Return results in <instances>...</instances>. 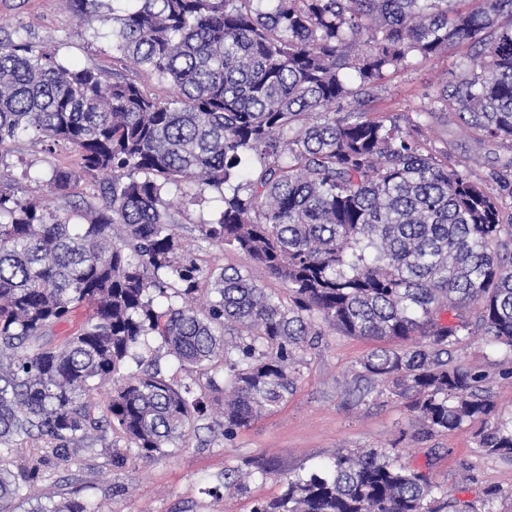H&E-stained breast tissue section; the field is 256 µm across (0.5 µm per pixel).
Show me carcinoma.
Segmentation results:
<instances>
[{
    "instance_id": "carcinoma-1",
    "label": "carcinoma",
    "mask_w": 512,
    "mask_h": 512,
    "mask_svg": "<svg viewBox=\"0 0 512 512\" xmlns=\"http://www.w3.org/2000/svg\"><path fill=\"white\" fill-rule=\"evenodd\" d=\"M135 2L102 21L120 59L176 89L165 100L0 38V162L33 132L76 152L78 170H53L56 195L78 173L107 175L96 201L63 213L0 182V512L97 445L124 465L110 429L156 460L213 399L208 429L232 438L293 393L317 319L346 336L417 338L370 351L365 377L409 397L426 432L479 422V447L511 458L486 377L452 352L475 335L512 351V159L490 192L423 130L451 115L479 141L512 143V0ZM463 44L472 54L406 126L365 110L388 72ZM174 190L220 195L198 240L246 264L197 265L169 213ZM252 265L286 295L255 284ZM154 343L205 376L200 393L144 358ZM436 489L362 449L288 477L253 512H437ZM43 497L36 512H98Z\"/></svg>"
}]
</instances>
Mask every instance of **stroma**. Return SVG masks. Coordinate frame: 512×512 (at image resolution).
<instances>
[{
  "label": "stroma",
  "mask_w": 512,
  "mask_h": 512,
  "mask_svg": "<svg viewBox=\"0 0 512 512\" xmlns=\"http://www.w3.org/2000/svg\"><path fill=\"white\" fill-rule=\"evenodd\" d=\"M83 28L98 30V38L81 37ZM110 31L98 13L76 16L65 0H0V38L24 35L37 45L58 50L73 66L99 71L104 79L118 73L158 98L172 96L171 85L143 68L116 61ZM465 52L461 46L453 55L416 58L411 68L388 75L374 89L368 109L402 118L426 110L428 92L450 77L457 55ZM426 135L454 156L470 158L477 181L486 179L501 160L512 155L502 142L477 143L472 131L460 124L435 123ZM75 164L71 147L49 148L30 134L20 138L0 162V179L16 183L27 198L62 211L99 191V181L84 177L69 196L50 192L47 180L52 169ZM170 200L178 233L184 245L192 248L199 266L212 270L240 264V257L224 245L197 241L195 224L219 215L217 197L200 206L176 194ZM372 347L371 341L325 328L320 343L304 352L296 389L277 412L259 416L229 440L214 437L206 422H199L186 441L155 461L132 456L125 467L115 468L108 456L87 453L82 468L59 473L58 492L101 507L103 512H251L256 501L281 494L285 477L314 470L341 451L377 448L389 452L394 463L428 474L442 489V512H458L462 507L468 512H512V458L479 448L477 424L466 422L453 431L424 433L408 399L393 394L384 380L376 381L374 396L360 398L366 384L362 361ZM453 358L487 374L496 420L512 421V378L502 374L512 352L473 336ZM259 466L267 468V476L256 475ZM230 470L252 471L246 488L224 490L217 498L205 495V487L223 483Z\"/></svg>",
  "instance_id": "obj_1"
}]
</instances>
